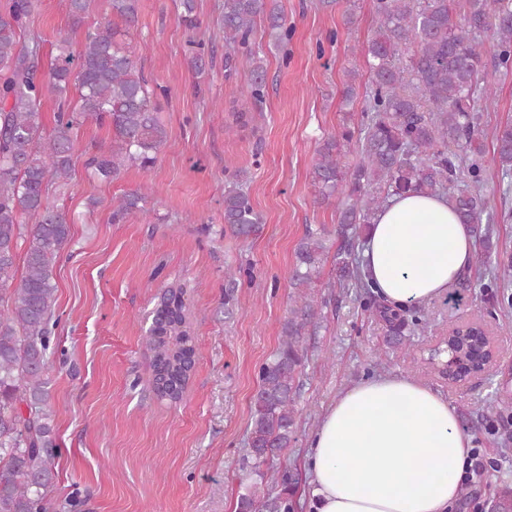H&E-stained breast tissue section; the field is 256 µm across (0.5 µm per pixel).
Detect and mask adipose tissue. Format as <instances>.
Instances as JSON below:
<instances>
[{
	"label": "adipose tissue",
	"instance_id": "1",
	"mask_svg": "<svg viewBox=\"0 0 512 512\" xmlns=\"http://www.w3.org/2000/svg\"><path fill=\"white\" fill-rule=\"evenodd\" d=\"M475 253L445 196H393L362 251L361 270L391 306L445 293ZM471 440L448 400L382 374L328 406L307 455L315 512H449Z\"/></svg>",
	"mask_w": 512,
	"mask_h": 512
}]
</instances>
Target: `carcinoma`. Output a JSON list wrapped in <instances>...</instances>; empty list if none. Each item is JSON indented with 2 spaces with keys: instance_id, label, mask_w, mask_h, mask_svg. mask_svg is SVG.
<instances>
[{
  "instance_id": "obj_1",
  "label": "carcinoma",
  "mask_w": 512,
  "mask_h": 512,
  "mask_svg": "<svg viewBox=\"0 0 512 512\" xmlns=\"http://www.w3.org/2000/svg\"><path fill=\"white\" fill-rule=\"evenodd\" d=\"M72 25L80 26L91 0H63ZM103 20L88 29L79 46L62 35L49 69L43 44L26 37L39 0H8L0 12V512H50L47 498L57 476L58 443L54 419L47 410L48 369L57 313L52 267L71 240L67 214L51 201L50 191L67 185L73 166L75 133L87 122L107 124L112 146L85 162L90 179H118L127 166L144 170L168 138L152 100L167 90L136 74L129 47L112 25L117 17L130 33L138 21V0H105ZM377 30L365 55L369 80L360 128L346 122L320 145L311 182L323 203L336 201L337 224L309 227L295 250L293 287L303 289L282 328V342L259 368L253 396L251 428L243 449L235 512H295L297 482L289 471L274 467L294 439L299 379L304 365L302 339L318 324L314 297L327 242L335 236L336 280L363 290V306L387 326V343L406 348V333L424 328L423 320L394 310L374 295L360 273L356 244L366 236L373 216L389 198L406 192H449L461 223L479 234L481 261L494 252L490 227H482L487 201L477 162L464 165L476 145L479 100H489L490 85L480 86L487 68L484 39L496 47L495 69L512 65V0H376ZM277 46L291 35L275 0H224V40L246 49L225 57L230 73L243 66L251 79L249 96L263 99L266 71L249 50L257 19ZM209 51L189 43V61L199 73ZM78 92L71 105L69 88ZM57 102L48 129L43 100ZM496 159L504 175L512 174V124L492 132ZM356 146L360 161L342 163ZM143 196L127 194L112 205V221L140 210ZM261 223L247 192L234 177L224 185V224L240 238ZM25 273L16 278L19 247ZM188 287L179 280L158 289L152 310L154 328L146 336L151 352L155 395L180 401L194 367V333L187 304ZM483 358L478 336L468 331L444 339L429 363L439 372L475 370ZM490 512H512V488L490 501Z\"/></svg>"
}]
</instances>
